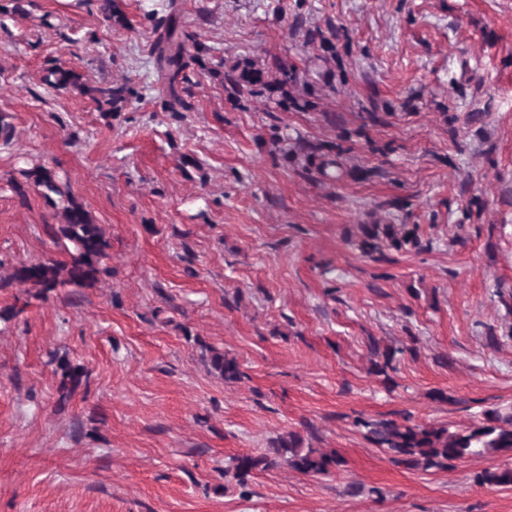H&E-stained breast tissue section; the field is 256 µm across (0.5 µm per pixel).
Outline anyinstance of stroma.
<instances>
[{"label":"stroma","mask_w":512,"mask_h":512,"mask_svg":"<svg viewBox=\"0 0 512 512\" xmlns=\"http://www.w3.org/2000/svg\"><path fill=\"white\" fill-rule=\"evenodd\" d=\"M158 2L123 0L120 25L99 0H0V311L19 310L0 318V512H512V488L473 481L501 457L409 470L355 424L454 430L512 405V0H177L209 49L177 118L143 19ZM333 27L349 80L326 92ZM243 61L294 67L317 110L230 97ZM57 62L129 88L118 117L44 85ZM276 126L341 143V181L272 156ZM36 166L110 244L93 287L9 280L67 258L59 207L11 181ZM389 219L422 247L373 261L359 227ZM63 361L84 376L62 404ZM289 431L343 464L260 471L240 495L225 468ZM206 351L209 352L207 359H209L211 369L218 373L225 382L242 380L244 373L241 371L240 364L235 357H230L228 354L211 347H206Z\"/></svg>","instance_id":"obj_1"}]
</instances>
